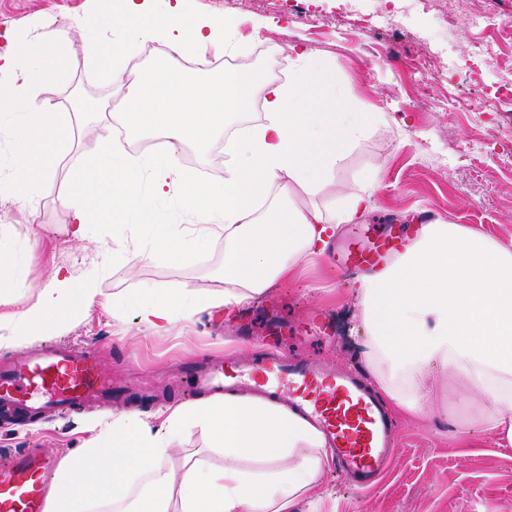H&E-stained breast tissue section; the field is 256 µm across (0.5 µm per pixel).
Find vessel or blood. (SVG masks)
<instances>
[{
    "label": "vessel or blood",
    "instance_id": "obj_1",
    "mask_svg": "<svg viewBox=\"0 0 512 512\" xmlns=\"http://www.w3.org/2000/svg\"><path fill=\"white\" fill-rule=\"evenodd\" d=\"M386 258L378 241L367 240L349 244L338 261L357 268ZM260 372V391L304 410L331 440L341 476L361 488L372 486L390 462L395 428L379 395L357 375L329 373L316 360L294 357L276 346L266 352ZM185 374L188 394L220 395L238 389L252 370L246 365L230 371L220 363H202L186 366ZM112 393V378L90 346L52 343L0 367V403L36 414L108 403ZM57 466L56 458L35 448L1 454L0 512H47Z\"/></svg>",
    "mask_w": 512,
    "mask_h": 512
}]
</instances>
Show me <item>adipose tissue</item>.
I'll list each match as a JSON object with an SVG mask.
<instances>
[{
	"label": "adipose tissue",
	"instance_id": "1",
	"mask_svg": "<svg viewBox=\"0 0 512 512\" xmlns=\"http://www.w3.org/2000/svg\"><path fill=\"white\" fill-rule=\"evenodd\" d=\"M92 17L74 18L53 35L36 34L19 54L4 33L0 50V138L13 149L0 155V180L30 219L39 216L40 191L53 180L74 142L73 124L93 117L98 148L85 158L60 195L70 216V239L83 242L93 224L113 229V274L149 259L191 263L202 239L224 242V287L147 285L130 301L139 326L163 336L200 312L247 305L274 285L322 258L342 225L368 211L380 168L355 187H341L342 160L375 127L382 112H363L316 51L290 46L292 81L263 83V120L225 136L224 177L204 181L181 162L184 147L206 152L224 134L226 117L250 108L254 77L224 71L195 83L171 68L173 55L228 56L239 47L234 15H191L184 0H103ZM89 30L88 61L99 76L117 80L119 114L84 102L62 112L39 97L40 88L72 68L62 52L71 28ZM153 43L152 70L123 82L125 57ZM120 118L139 137L158 139L160 151L133 157L113 139ZM266 215L257 204L270 200ZM325 204H317V197ZM175 202L184 224L160 220L158 206ZM22 270L0 251V347L66 331L104 295L97 276L54 271L20 299ZM364 335L363 360L375 388L398 414L429 415L431 379L445 372L473 391L466 433L487 434L512 447V247L460 224L421 226L416 238L383 269L363 275L353 293ZM200 431L224 463L185 459L175 473L161 470L185 435ZM332 456L323 435L302 413L274 400L228 392L170 405L155 420L122 413L99 429L74 461H63L48 512H294L298 502L321 505L333 492L322 482Z\"/></svg>",
	"mask_w": 512,
	"mask_h": 512
}]
</instances>
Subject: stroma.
I'll return each mask as SVG.
<instances>
[{
	"label": "stroma",
	"instance_id": "obj_1",
	"mask_svg": "<svg viewBox=\"0 0 512 512\" xmlns=\"http://www.w3.org/2000/svg\"><path fill=\"white\" fill-rule=\"evenodd\" d=\"M192 9L239 15L240 51L224 65L260 71L270 81L294 73L292 44L306 46L336 65V78L362 111L389 113L386 127L372 133L343 161L337 180L350 184L382 166L371 210L356 224L342 225L337 241L362 239L367 229L383 235L411 232L423 210L512 243V39L502 31L512 24V0H189ZM98 0H0V32L16 35L49 31L75 17L96 13ZM486 17L483 26L468 22L471 13ZM399 25L387 28L385 15ZM367 19L358 29L355 18ZM482 44L488 62L475 66L473 48ZM85 32L72 31L64 47L73 66L41 87L39 96L68 108L73 94L113 107L118 91L100 85L86 62ZM97 136L75 135L56 177L42 189L41 237L32 234L26 212L0 203V218L13 224L9 245L25 268L15 284L28 293L58 267L95 274L106 293H134L147 284L197 289L219 287L223 240L204 242L200 261L190 265L144 260L132 272L114 276L107 269L108 226H90L84 248L69 242L68 211L59 194L81 157L92 154ZM353 272L333 256L304 269L299 278L276 285L251 304L250 323L220 314L200 315L186 329L153 336L138 328L132 315L115 319L111 304L83 312L65 333L33 338L22 346L0 348V362L46 343L89 344L100 353L114 380L126 392L111 405H91L60 417L31 418L0 413V453L37 448L70 457L84 447L97 423L114 414L142 417L180 402L182 366L221 362L234 367L256 361L269 334L288 353L319 359L328 369L364 371L362 334L353 318L348 285ZM395 456L374 487L359 491L336 471L324 474L335 495L322 512H512V448L486 444L469 447L460 427L433 415L396 420Z\"/></svg>",
	"mask_w": 512,
	"mask_h": 512
}]
</instances>
